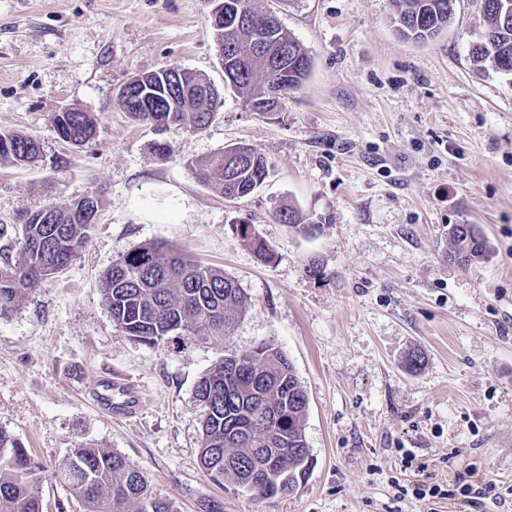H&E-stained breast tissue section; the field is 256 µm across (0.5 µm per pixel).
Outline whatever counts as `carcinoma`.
<instances>
[{"instance_id":"cac0c4a2","label":"carcinoma","mask_w":512,"mask_h":512,"mask_svg":"<svg viewBox=\"0 0 512 512\" xmlns=\"http://www.w3.org/2000/svg\"><path fill=\"white\" fill-rule=\"evenodd\" d=\"M455 0H389L396 31L425 42L448 27ZM249 0H222L211 12L214 35L224 54V68L233 72L234 87L256 112L263 111L268 88L288 93L298 89L311 69V59L283 27L275 12L253 15L259 25L229 31L240 7ZM486 29L471 49L478 67L512 74V0H485ZM261 43L279 47L280 61L271 66L258 50ZM211 86L204 76L181 68H161L144 79V91L156 97L148 107L124 95L118 104L135 122L163 135L179 126L204 130L221 95H183L178 87ZM52 124L59 139L75 147L96 136L94 116L80 108L55 112ZM242 145L226 148L203 161H192L195 179L224 197L242 199L259 188L270 174L264 155ZM41 153L39 140L28 134L0 132V162L16 168L31 165ZM100 208L78 197L65 207L48 206L52 219L40 211L23 216L18 257L0 260V314L16 309L30 287L41 278L64 270L86 245ZM279 220L311 233L318 224L305 223L294 207L278 210ZM241 239L266 256L264 242L251 224H238ZM448 259L468 266L486 256L485 239L473 224L448 229ZM104 301L112 323L129 339L158 348L173 341L205 343L230 338L247 302L242 288L219 269L204 267L182 251L158 241L143 243L112 264L102 278ZM233 362L235 372L224 365ZM196 396L204 407L199 459L211 480L228 482L260 497L292 493L306 476L307 453L302 423L308 399L286 354L267 342L251 351L228 349L198 381ZM43 467L12 435L0 430V512H42L39 483ZM53 477L63 482L84 512H175L173 503L155 494L145 475L123 455L105 448L79 446Z\"/></svg>"}]
</instances>
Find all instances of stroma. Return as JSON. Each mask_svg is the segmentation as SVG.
I'll list each match as a JSON object with an SVG mask.
<instances>
[{"instance_id": "obj_1", "label": "stroma", "mask_w": 512, "mask_h": 512, "mask_svg": "<svg viewBox=\"0 0 512 512\" xmlns=\"http://www.w3.org/2000/svg\"><path fill=\"white\" fill-rule=\"evenodd\" d=\"M252 5L276 12L312 62L273 112L226 83L211 0H0V131L43 147L32 166L0 164V248L24 212L101 200L77 258L0 316V430L40 460L43 512H82L52 477L80 445L125 456L176 512L216 500L223 512H430L393 485L405 449L437 483L475 467L505 489L470 512H512V75L478 71L469 54L484 0H456L451 24L426 42L395 32L388 0ZM166 65L205 76L222 104L202 132H171L162 160L117 95ZM67 105L97 120L84 148L51 123ZM237 144L271 170L229 201L189 163ZM288 206L315 235L276 219ZM243 222L270 259L238 235ZM452 224L477 225L484 261H448ZM148 241L238 283L247 311L228 341L151 348L115 328L101 279ZM313 258L323 276L306 273ZM262 341L285 352L308 398L310 470L270 498L211 481L198 457V380L225 348ZM102 380L135 386L143 408L100 409Z\"/></svg>"}]
</instances>
